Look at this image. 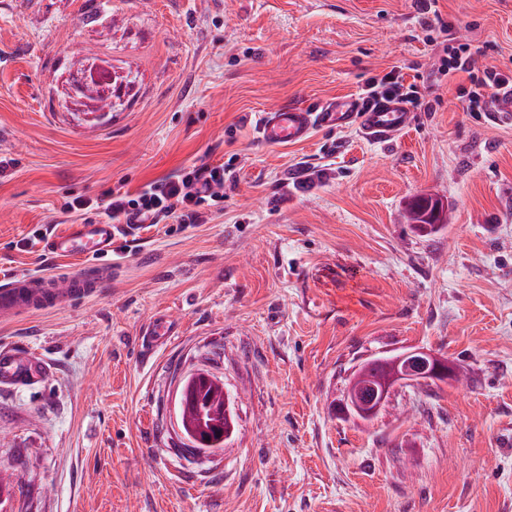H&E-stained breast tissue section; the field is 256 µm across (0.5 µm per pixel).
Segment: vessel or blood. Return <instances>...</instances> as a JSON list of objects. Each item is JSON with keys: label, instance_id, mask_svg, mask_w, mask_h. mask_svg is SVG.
Wrapping results in <instances>:
<instances>
[{"label": "vessel or blood", "instance_id": "1", "mask_svg": "<svg viewBox=\"0 0 512 512\" xmlns=\"http://www.w3.org/2000/svg\"><path fill=\"white\" fill-rule=\"evenodd\" d=\"M413 114L403 104L383 102L367 109L354 97H343L317 109L281 108L261 114L259 132L270 144L305 141L319 127L358 128L371 140H393L407 129ZM119 227L107 221L84 224L75 232L58 234L49 241L52 253L61 257L80 255L87 262L76 274L18 275L0 283V321L8 322L23 312L42 311L95 293L112 280V268L98 264V255L114 250ZM46 373L36 356L0 347V385L29 386Z\"/></svg>", "mask_w": 512, "mask_h": 512}]
</instances>
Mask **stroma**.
Instances as JSON below:
<instances>
[{"label":"stroma","mask_w":512,"mask_h":512,"mask_svg":"<svg viewBox=\"0 0 512 512\" xmlns=\"http://www.w3.org/2000/svg\"><path fill=\"white\" fill-rule=\"evenodd\" d=\"M0 0V274L76 270L33 231L101 221L67 201L229 163L206 223L138 231L111 287L0 323L47 360L0 386L9 512H512V124L462 111L448 42L512 73V0ZM436 75L394 140L258 117ZM441 199L431 235L409 199ZM160 313L176 339L143 356ZM424 349L459 381L405 384L371 421L339 411L362 362ZM224 381L235 430L177 447L178 373ZM428 214L429 213H428L426 207L420 205L419 202L417 200H415V198H414L408 204V206L405 210L404 218H405L406 223L410 224L412 229H414L415 231L427 232L425 235H430L432 233L437 232L439 229L443 228L448 223V221H446V218H445L446 215H444L442 226L437 229L432 227L431 230H429V232H428V230H426L424 228V226L425 225L433 226L432 224H429V222L426 220V216H428Z\"/></svg>","instance_id":"obj_1"}]
</instances>
